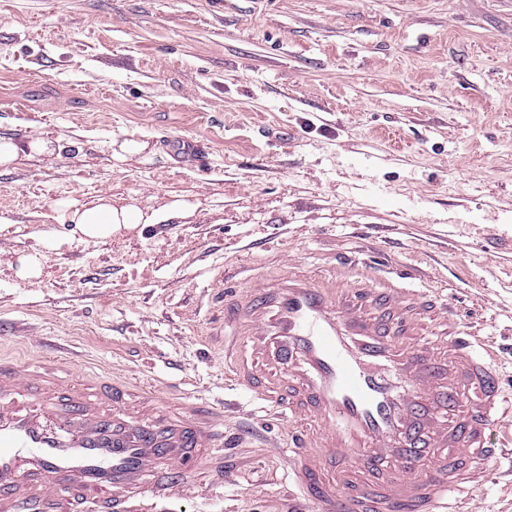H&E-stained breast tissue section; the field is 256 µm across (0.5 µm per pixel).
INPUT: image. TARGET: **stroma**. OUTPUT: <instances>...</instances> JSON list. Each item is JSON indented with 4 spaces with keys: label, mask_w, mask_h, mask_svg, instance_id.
Returning <instances> with one entry per match:
<instances>
[{
    "label": "stroma",
    "mask_w": 512,
    "mask_h": 512,
    "mask_svg": "<svg viewBox=\"0 0 512 512\" xmlns=\"http://www.w3.org/2000/svg\"><path fill=\"white\" fill-rule=\"evenodd\" d=\"M2 136L60 149L0 174V358L224 412L223 467L168 512H315L267 445L290 425L230 381L225 281L416 269L512 391V0H0ZM103 192L195 210L83 241L55 202ZM470 500L512 512V484ZM155 154L150 143L143 140L112 141L111 156L116 162H124L129 156L141 155L145 161H150ZM45 256L38 251L22 253L17 258V275L21 279H34L41 273L42 260Z\"/></svg>",
    "instance_id": "1"
}]
</instances>
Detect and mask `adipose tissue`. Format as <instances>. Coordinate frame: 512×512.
Wrapping results in <instances>:
<instances>
[{"label": "adipose tissue", "instance_id": "adipose-tissue-1", "mask_svg": "<svg viewBox=\"0 0 512 512\" xmlns=\"http://www.w3.org/2000/svg\"><path fill=\"white\" fill-rule=\"evenodd\" d=\"M66 223L72 224L74 233L85 241L111 238L142 224H158L169 218L192 215L194 207L184 200H175L160 210H146L136 199H120L104 193L88 203L61 199L56 203Z\"/></svg>", "mask_w": 512, "mask_h": 512}]
</instances>
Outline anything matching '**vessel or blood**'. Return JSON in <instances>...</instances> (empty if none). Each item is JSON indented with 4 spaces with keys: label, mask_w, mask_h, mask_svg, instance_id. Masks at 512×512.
Listing matches in <instances>:
<instances>
[{
    "label": "vessel or blood",
    "mask_w": 512,
    "mask_h": 512,
    "mask_svg": "<svg viewBox=\"0 0 512 512\" xmlns=\"http://www.w3.org/2000/svg\"><path fill=\"white\" fill-rule=\"evenodd\" d=\"M421 294L283 272L236 300L252 362L236 380L299 424L288 475L320 512H471L490 445L512 423L484 339L452 313L427 335ZM213 416L139 400L109 382L62 380L22 358L0 361V512H142L185 494L217 459Z\"/></svg>",
    "instance_id": "b4317fda"
}]
</instances>
